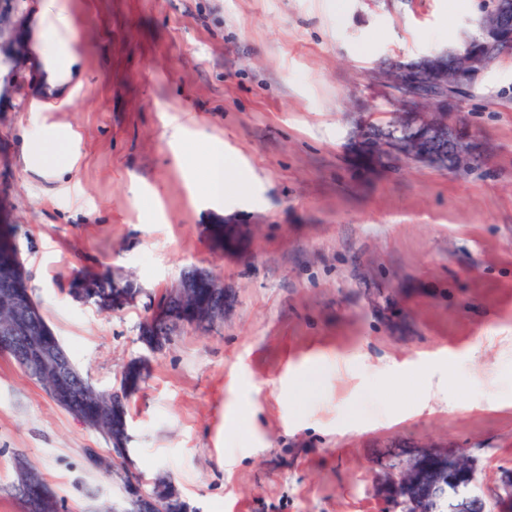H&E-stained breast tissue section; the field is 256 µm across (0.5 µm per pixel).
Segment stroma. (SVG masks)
<instances>
[{
    "mask_svg": "<svg viewBox=\"0 0 512 512\" xmlns=\"http://www.w3.org/2000/svg\"><path fill=\"white\" fill-rule=\"evenodd\" d=\"M60 2L78 73L50 92L29 60L21 89L0 82V192L47 322L109 390L185 270L233 291L223 324L148 353L134 469L170 474L190 512H392L377 475L435 446L490 491L512 467V50L449 116L472 171L379 162L357 134L407 108L383 70L462 48L490 0ZM52 127L74 137L57 177L21 161ZM214 149L238 176L220 195ZM81 268L142 293L99 313L68 291ZM94 454L103 437L0 354V512H24L18 456L63 512H112L123 488Z\"/></svg>",
    "mask_w": 512,
    "mask_h": 512,
    "instance_id": "obj_1",
    "label": "stroma"
}]
</instances>
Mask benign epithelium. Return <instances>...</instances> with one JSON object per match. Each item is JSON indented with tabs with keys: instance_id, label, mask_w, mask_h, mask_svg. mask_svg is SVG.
Returning <instances> with one entry per match:
<instances>
[{
	"instance_id": "7a95c632",
	"label": "benign epithelium",
	"mask_w": 512,
	"mask_h": 512,
	"mask_svg": "<svg viewBox=\"0 0 512 512\" xmlns=\"http://www.w3.org/2000/svg\"><path fill=\"white\" fill-rule=\"evenodd\" d=\"M16 12L12 0H0V62H16L25 54L17 36H4L5 22ZM482 41L466 45L451 53L433 52L412 65L393 69L391 87L395 95L412 102L419 111L407 116L402 132H385L379 137L376 156L379 159H410L434 167L464 171L472 164L475 152L472 142L462 138L456 126L448 121V102L455 101L476 76L488 70L498 57L512 48V0H496L490 21H481ZM218 278L205 268H192L179 285L165 292V298L152 306L151 315L142 322L140 335L149 336L148 350L155 352L171 340L173 328L179 332L198 328L199 311L188 307V297H203L207 304L208 327L224 322L230 304L229 289L217 293ZM112 306L119 310L134 303L139 290L128 280L112 277ZM0 296L10 299L16 317L0 323V353L15 356L28 364L38 360V367L49 366L56 372L65 370L68 361L58 351L49 328H44L38 344L31 340L30 326L42 315L26 278L10 274L0 279ZM112 447L122 455L124 469L120 478L124 503L119 512H174L176 489L159 486L158 493L148 495L139 474L129 466L128 419L124 412L112 415ZM17 485L24 489L27 512H36L39 498L29 479L28 468L16 466ZM481 469L477 460L456 452L422 448L406 466H389L379 491L389 499L394 512H512V468L504 469L488 496L479 493Z\"/></svg>"
}]
</instances>
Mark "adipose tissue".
Instances as JSON below:
<instances>
[{
    "instance_id": "ef3b65f1",
    "label": "adipose tissue",
    "mask_w": 512,
    "mask_h": 512,
    "mask_svg": "<svg viewBox=\"0 0 512 512\" xmlns=\"http://www.w3.org/2000/svg\"><path fill=\"white\" fill-rule=\"evenodd\" d=\"M68 28L64 9L55 0H48L31 39L32 48L44 65L45 85L51 89L66 84L79 63L77 54L61 51V36ZM23 157L28 165L42 172L55 171L71 157V135L60 128L35 132L24 139Z\"/></svg>"
}]
</instances>
